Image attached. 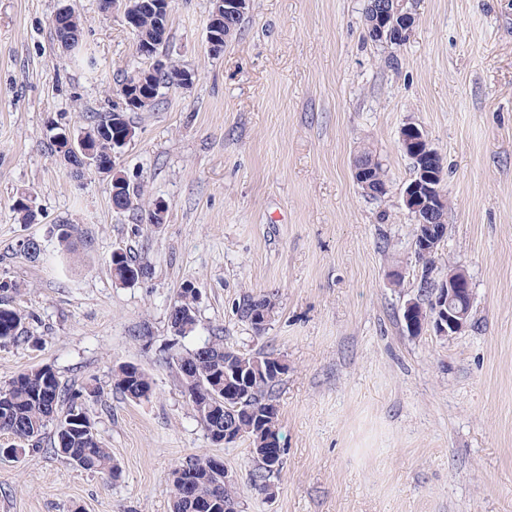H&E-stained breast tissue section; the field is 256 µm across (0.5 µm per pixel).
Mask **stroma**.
Instances as JSON below:
<instances>
[{"mask_svg":"<svg viewBox=\"0 0 512 512\" xmlns=\"http://www.w3.org/2000/svg\"><path fill=\"white\" fill-rule=\"evenodd\" d=\"M415 2L390 58L366 37V0H251L216 55L211 0H172L170 53L196 79L131 113L135 134L112 154L166 202L164 223L148 224L113 212L107 175L74 178L48 149L55 128L87 130L121 76L146 67L122 16L99 0H0V278L14 284L0 303L28 316L27 336L0 346V387L40 366L68 389L97 381L90 416L122 470L109 483L43 450L0 456V512H171V471L191 455L236 476L239 512H512V0ZM63 6L84 20L95 69L61 52ZM409 122L444 160L438 259L473 289L451 338L403 320L418 273L398 143ZM363 150L388 173L377 201L354 180ZM24 192L37 223L12 209ZM62 222L81 228L67 252ZM119 248L149 276L115 283ZM189 282L198 326L180 338L169 316ZM246 294L275 305L262 336L236 313ZM213 335L288 366L273 496L252 489L246 444L211 443L165 363ZM125 364L150 375V399L113 390Z\"/></svg>","mask_w":512,"mask_h":512,"instance_id":"1","label":"stroma"}]
</instances>
